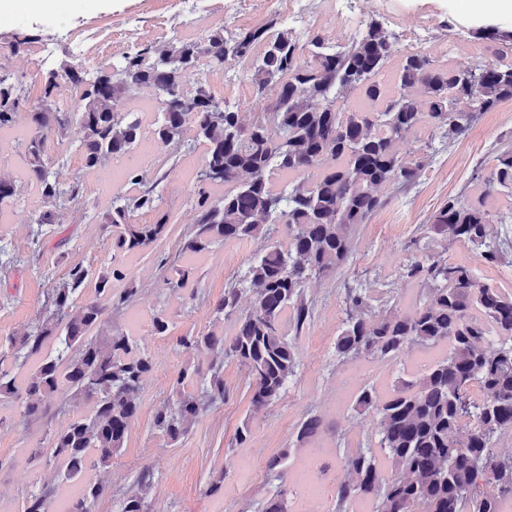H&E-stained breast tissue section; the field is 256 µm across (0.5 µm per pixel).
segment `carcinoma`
<instances>
[{
    "label": "carcinoma",
    "instance_id": "1",
    "mask_svg": "<svg viewBox=\"0 0 512 512\" xmlns=\"http://www.w3.org/2000/svg\"><path fill=\"white\" fill-rule=\"evenodd\" d=\"M476 37L512 50V31L483 28ZM202 58L219 70L249 63L254 103L262 105L251 122L210 92L198 76ZM394 58L391 92L383 73ZM143 87L153 88L159 101L155 142L205 146L182 252L200 254L244 239L265 242L243 279L225 287L213 309L216 320L234 321L233 334L182 339L186 349L209 357V367L204 376L196 366L184 367L176 380L178 398L156 408L155 427L176 442L210 404L224 399L227 360L248 370L252 414L280 398L298 367L283 321L299 328L310 318L305 284L349 260L355 227L384 203L380 189L406 188L422 175L427 155H403L399 142L419 126L444 146L462 139L480 113L512 100V66L484 61L444 68L423 53L402 52L373 19L344 47L320 35L302 44L273 20L215 30L203 41L138 47L92 77L80 64L66 65L47 72L42 96L30 109L25 148L29 178L41 196L38 223H56L60 209L79 197L78 178L65 184L52 171L50 141L75 136L86 169L131 155L143 126L126 104ZM340 93L355 95L358 104L336 106ZM27 101L23 85L0 72V131L15 125ZM495 160L477 200L450 198L423 225L426 237L467 243L490 266L501 262L504 247L490 232L489 200L512 193V148L497 152ZM124 178L139 192L116 196L105 216L114 257L148 250L168 224L155 185L146 184L141 169L126 167ZM226 183L233 189L224 195L206 194L205 188ZM17 198L16 181L0 175V206ZM139 211L155 213L154 222L136 223ZM405 270L422 289L413 311L376 306L372 292L350 289L336 355L392 361L416 345H445L448 355L396 381L384 399L369 387L360 391L355 409L375 415L379 448H359L343 458L336 501L368 498L374 512H504L503 504L512 505V454L497 452L495 443L512 436V291L484 285L470 267L437 254L416 255ZM172 272L170 290L190 287L192 268ZM88 277V270L70 268L50 288L41 325L11 337L0 352V402L23 400V419L42 416L57 401L79 410L51 436L62 480L79 488L66 512H95L107 494L105 486L86 479L90 454L107 466L124 447L153 369L152 357L127 334L96 332L105 313L128 307L137 293L131 284L115 289L126 279L119 267L102 272L94 295L69 314ZM245 293L250 308L242 311ZM12 356L37 358L22 380L3 368ZM196 381L200 394L184 390ZM321 429V418L310 415L297 439ZM382 459L391 463L394 477L381 476ZM148 486L141 480L139 491L121 499L120 512H146ZM290 492L280 486L261 512H288ZM25 512H53L50 491L30 495Z\"/></svg>",
    "mask_w": 512,
    "mask_h": 512
}]
</instances>
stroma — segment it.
<instances>
[{
    "label": "stroma",
    "mask_w": 512,
    "mask_h": 512,
    "mask_svg": "<svg viewBox=\"0 0 512 512\" xmlns=\"http://www.w3.org/2000/svg\"><path fill=\"white\" fill-rule=\"evenodd\" d=\"M353 6V12L340 16L336 0H314L316 27L296 22L292 28L303 41L316 32L344 45L351 42L356 23L376 19L393 32L400 46L430 55L442 65L469 60L467 54L449 49L450 28L468 33L486 25L512 29V9L499 8L498 0H394L389 15L370 8L367 0H353ZM198 10L202 23L193 34L197 40L213 31L209 18L220 11L230 30L263 25L276 17L275 11L261 9L256 0H198ZM177 12L178 0H18L16 8L0 14V41L13 43L32 35L38 41L53 42L50 67L57 70L74 61L75 27L102 31L136 19L140 25L132 36L134 44L157 45L159 22ZM57 16L71 19L72 28L52 26L50 20ZM419 17L430 28V41L423 46L413 37ZM206 78L216 97L250 112L253 94L244 70L210 71ZM28 133V116L19 113L8 140L0 143V172L15 179L21 189L18 202L0 207V345L42 322L48 289L71 267L87 268L95 276L116 262L137 285L138 293L129 307L104 315L101 328L134 336L155 363L140 393L139 410L130 422L124 448L111 465H96L87 472L88 479L108 489L96 512H119L123 495L138 491L144 475L150 480L148 512H261L281 482L270 462L285 450L290 453L286 481L294 488L288 512H336L331 481H324V493L312 502L298 489L297 474L310 460L334 466L346 453L377 444L375 417L354 408L359 388L370 384L378 393H386L397 378L421 371L433 358L427 349L417 347L394 362L364 356L339 359L335 341L346 318L347 290L384 288L401 310H409L420 288L403 278L402 269L419 246L471 266L483 283L512 288L511 253L490 267L467 245L428 238L422 230L448 197H476L498 148L512 145V101H507L481 113L462 140L433 154L414 185L386 190L385 205L357 226L349 261L338 272L308 282L305 293L312 315L291 335L299 367L281 398L252 415L247 371L237 362H226L223 400L209 405L185 437L174 442L153 429L154 411L160 402L174 397L181 368L193 363L204 370L209 364L205 355L188 352L178 340L212 329L231 331L232 321L214 322L212 309L225 286L240 278L248 260L262 251L264 242L232 241L186 257V264L194 269L193 284L173 292L163 280L162 268L178 256L192 222L203 145L159 144L146 164L139 155L128 156V163L141 164L146 174L166 171L158 192L169 226L167 236L149 250L116 259L104 218L116 194H135V186L103 182L100 169L83 168L70 140L54 142L50 149L54 168L64 181L80 174V195L62 209L57 223H34L40 196L27 177L21 141ZM160 311L171 321L163 336L156 335L152 325ZM21 412L20 402H0V512H24L26 500L38 491H52L57 499L68 492L55 461L45 453L52 431L65 424L66 414L53 407L41 421L27 423ZM310 414L321 416L324 427L315 437L298 441V426ZM245 422L251 427V438L240 445L236 433Z\"/></svg>",
    "instance_id": "1"
}]
</instances>
